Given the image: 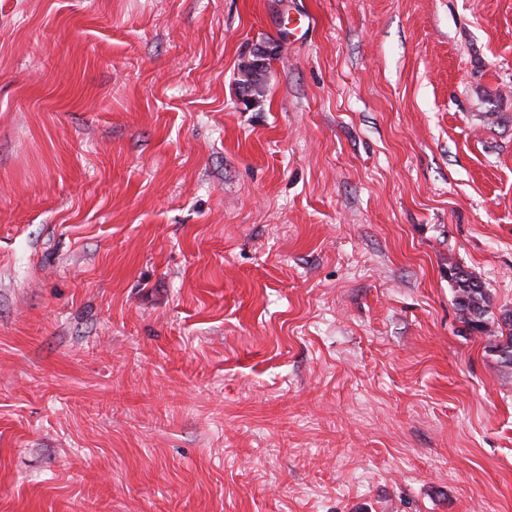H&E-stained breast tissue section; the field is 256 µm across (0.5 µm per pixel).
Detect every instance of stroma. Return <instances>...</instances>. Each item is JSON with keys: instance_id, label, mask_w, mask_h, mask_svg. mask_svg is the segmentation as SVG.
<instances>
[{"instance_id": "obj_1", "label": "stroma", "mask_w": 512, "mask_h": 512, "mask_svg": "<svg viewBox=\"0 0 512 512\" xmlns=\"http://www.w3.org/2000/svg\"><path fill=\"white\" fill-rule=\"evenodd\" d=\"M452 267L512 311V0H0V512H512Z\"/></svg>"}]
</instances>
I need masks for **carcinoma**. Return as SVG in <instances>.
<instances>
[{"mask_svg":"<svg viewBox=\"0 0 512 512\" xmlns=\"http://www.w3.org/2000/svg\"><path fill=\"white\" fill-rule=\"evenodd\" d=\"M455 281V301L464 320L472 330L485 333L489 348L497 353L500 363L512 369V315L504 317L507 329L491 319V299L484 285L476 277L463 271L452 275Z\"/></svg>","mask_w":512,"mask_h":512,"instance_id":"obj_1","label":"carcinoma"}]
</instances>
